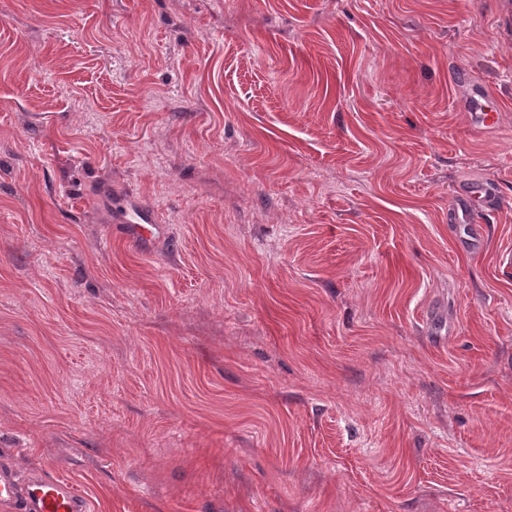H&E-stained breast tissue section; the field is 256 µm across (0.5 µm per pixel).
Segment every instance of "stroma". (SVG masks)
<instances>
[{
  "label": "stroma",
  "instance_id": "stroma-1",
  "mask_svg": "<svg viewBox=\"0 0 512 512\" xmlns=\"http://www.w3.org/2000/svg\"><path fill=\"white\" fill-rule=\"evenodd\" d=\"M505 17L0 0V458L94 512H512ZM498 204L494 186L489 182L480 181L459 194L453 206L451 224H470L474 242L479 244L484 239V228L477 225L479 210H494ZM114 207L121 212L120 224H130V231L134 237L149 239L155 235L157 226L154 212L141 205L131 195H120Z\"/></svg>",
  "mask_w": 512,
  "mask_h": 512
}]
</instances>
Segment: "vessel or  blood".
I'll return each instance as SVG.
<instances>
[{"label": "vessel or blood", "mask_w": 512, "mask_h": 512, "mask_svg": "<svg viewBox=\"0 0 512 512\" xmlns=\"http://www.w3.org/2000/svg\"><path fill=\"white\" fill-rule=\"evenodd\" d=\"M497 204L491 183H475L457 196L451 221L471 225L476 241H483L484 228L477 223V213L495 209ZM115 207L134 237L154 236L157 226L152 210L126 193L117 198ZM0 502L17 505L19 512H93L91 502L70 481L40 473L21 474L8 460L0 461Z\"/></svg>", "instance_id": "vessel-or-blood-1"}]
</instances>
